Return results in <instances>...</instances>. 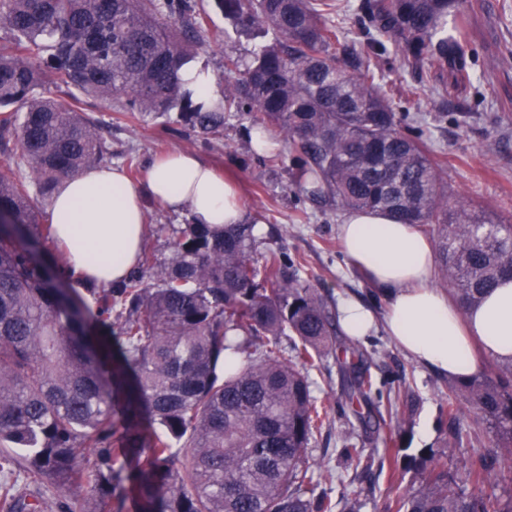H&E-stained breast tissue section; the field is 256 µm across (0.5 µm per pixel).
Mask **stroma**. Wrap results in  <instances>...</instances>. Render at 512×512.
I'll list each match as a JSON object with an SVG mask.
<instances>
[{
  "mask_svg": "<svg viewBox=\"0 0 512 512\" xmlns=\"http://www.w3.org/2000/svg\"><path fill=\"white\" fill-rule=\"evenodd\" d=\"M196 3L208 12L210 22L195 63L220 88L225 56L250 61L259 40L235 32L212 0ZM467 4V81L455 83L449 71L437 68L408 69L403 50L393 45L379 61L380 72L395 96L405 99L410 114L422 118L434 157L446 160L449 194L465 196L494 220L512 222V0ZM86 110L112 128V153L105 157L106 165L124 167L131 155L143 166L174 150L201 156L238 183L249 217L259 221L258 252L279 248L303 259L306 274L317 276L318 291L329 306L347 296L375 304L369 285L343 253L337 230L343 209L312 203L292 187L287 167L264 164L251 136L250 116L227 113L223 132L211 136L150 115L130 121L100 101H89ZM358 343L370 356L376 382H399L394 447L414 453L442 446L448 435L440 414L447 378L415 364L383 331L359 338ZM311 379L314 395L325 402L326 420L310 441L309 460L331 473L320 481L319 492L336 504L345 497L358 499L361 512H389L414 485V472L407 470L401 454L395 458L400 470L395 480L376 470L362 472L346 461L342 450L347 443H359L372 455L382 454L383 445L368 437L350 409H337L343 387L335 355H327Z\"/></svg>",
  "mask_w": 512,
  "mask_h": 512,
  "instance_id": "stroma-1",
  "label": "stroma"
}]
</instances>
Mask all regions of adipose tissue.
<instances>
[{
  "instance_id": "obj_1",
  "label": "adipose tissue",
  "mask_w": 512,
  "mask_h": 512,
  "mask_svg": "<svg viewBox=\"0 0 512 512\" xmlns=\"http://www.w3.org/2000/svg\"><path fill=\"white\" fill-rule=\"evenodd\" d=\"M194 224H244L238 187L195 154L173 151L151 160L141 182L99 166L59 182L49 218L83 271L82 285L123 279L136 265L145 234V199ZM338 234L344 252L383 303L382 317L349 298L337 305L342 331L359 338L382 325L419 365L452 379L475 374L481 357L512 355V279L464 308L435 287L437 266L415 225L378 212H348Z\"/></svg>"
}]
</instances>
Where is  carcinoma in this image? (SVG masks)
<instances>
[{"instance_id": "carcinoma-1", "label": "carcinoma", "mask_w": 512, "mask_h": 512, "mask_svg": "<svg viewBox=\"0 0 512 512\" xmlns=\"http://www.w3.org/2000/svg\"><path fill=\"white\" fill-rule=\"evenodd\" d=\"M237 30L265 39L248 63L225 56L224 103L195 102L182 68L202 43L208 17L195 0H0L12 37L0 44V512H48L25 503L11 478L20 460L30 479L50 480L80 500L78 512H332L314 495L308 460L323 426L310 372L336 347V315L301 259L281 249L255 258L253 224H159L172 256L140 254L121 282L87 289L64 259L66 246L41 222L60 179L102 162L110 145L89 98L132 119L185 123L203 135L224 114L246 112L279 131L298 191L347 210L388 214L436 241L443 281L465 308L512 278V224L483 220L448 195L443 163L411 125L379 74L387 45L411 63L463 78L468 13L463 0H361L363 46L333 17L342 0H214ZM69 101L45 96L46 82ZM293 339V358L281 338ZM345 398L363 401L364 430L380 435L395 404L377 386L365 351L341 346ZM240 364L230 369L225 359ZM489 373L448 384L441 413L461 445L478 436L458 422L471 405L501 452L450 470L443 452L411 458L418 488L396 512H512V357ZM382 436V435H380ZM384 444L391 434L382 436ZM187 449L175 463L173 448ZM343 456L384 469L350 443Z\"/></svg>"}]
</instances>
